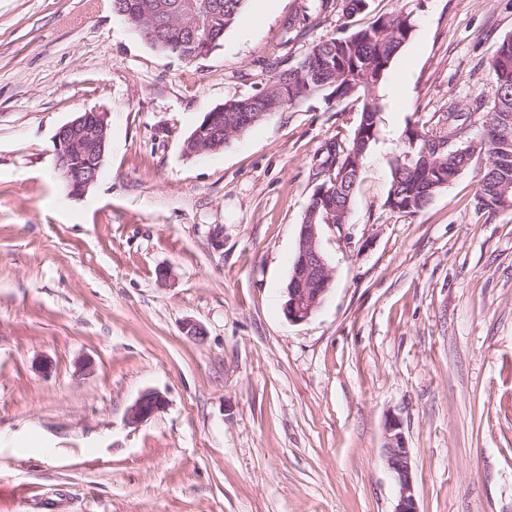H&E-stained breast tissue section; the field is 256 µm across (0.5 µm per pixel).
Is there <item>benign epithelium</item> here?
Wrapping results in <instances>:
<instances>
[{
  "label": "benign epithelium",
  "instance_id": "7a95c632",
  "mask_svg": "<svg viewBox=\"0 0 512 512\" xmlns=\"http://www.w3.org/2000/svg\"><path fill=\"white\" fill-rule=\"evenodd\" d=\"M197 7L193 0H178L176 3H160L159 15L180 16L188 19L184 34L194 40L201 29L196 17ZM224 107L220 106L207 113L203 125L189 139L190 155L205 151L200 141H209L210 129ZM108 112H84L58 129L54 138V153L57 167L76 151L90 150V168L75 170L66 174L71 192L83 194L96 183L107 148L109 131ZM333 283L332 270L320 247L318 225L314 219H307L300 225L298 248L292 263L287 288L285 313L293 323L308 320L322 304ZM166 400L156 391L142 393L127 414L131 425H140L164 410ZM383 456L397 487V503L394 512H419L412 476L411 453L402 432L400 420L389 416L384 424Z\"/></svg>",
  "mask_w": 512,
  "mask_h": 512
}]
</instances>
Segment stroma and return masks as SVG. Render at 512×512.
Returning <instances> with one entry per match:
<instances>
[{
  "instance_id": "obj_1",
  "label": "stroma",
  "mask_w": 512,
  "mask_h": 512,
  "mask_svg": "<svg viewBox=\"0 0 512 512\" xmlns=\"http://www.w3.org/2000/svg\"><path fill=\"white\" fill-rule=\"evenodd\" d=\"M261 5L260 26L188 61L111 0H0V512H394L389 414L420 512H512V210L477 208L481 157L417 215L384 204L408 125L493 100L512 0ZM393 11L414 31L346 222L320 227L332 286L294 323L312 167L351 136L356 104L310 100L220 150L182 145L214 108ZM90 110L109 113L108 146L74 196L53 137ZM150 390L165 409L128 424Z\"/></svg>"
}]
</instances>
